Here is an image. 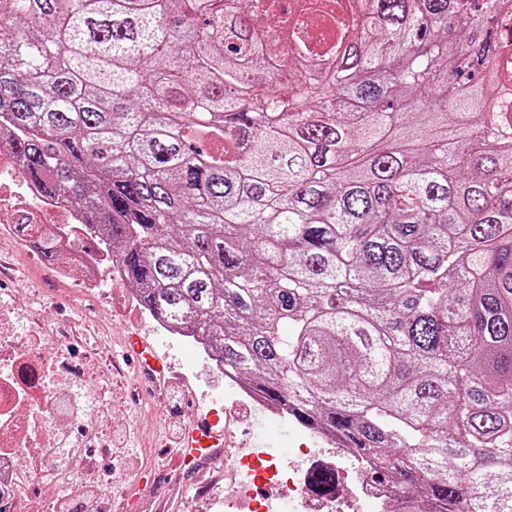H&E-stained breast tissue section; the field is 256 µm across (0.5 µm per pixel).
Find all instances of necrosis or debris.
I'll return each instance as SVG.
<instances>
[{
    "mask_svg": "<svg viewBox=\"0 0 512 512\" xmlns=\"http://www.w3.org/2000/svg\"><path fill=\"white\" fill-rule=\"evenodd\" d=\"M58 215L54 226L57 245L64 257L51 273L72 281L83 297L102 295L104 280H117L127 299L136 300L135 288L111 250L105 249L100 227L82 223L79 214L64 198L48 199L32 183H23L11 203L0 207V225L8 227L29 222L40 224L45 214ZM38 342H29L20 317L9 326L0 325V512H53L52 500L42 494L43 479L58 488L78 490L81 483L94 482L96 473L86 451L87 438L93 437L103 406L85 407L74 391L89 379L112 377V364L106 358L87 357L73 361L74 340L66 324H37ZM235 402L247 406L264 426H279L288 413L267 401L251 385L231 380ZM83 437H76L75 428ZM70 438L68 464H59L46 455V448ZM235 473L233 499L244 503L249 512H407L409 499H396L391 487L363 477V458L355 455L330 436L314 432L300 443L287 463L273 462L266 449L242 447L225 460ZM328 468L340 474L332 494L314 497L309 489L310 475ZM275 484L278 495L255 499L258 484Z\"/></svg>",
    "mask_w": 512,
    "mask_h": 512,
    "instance_id": "necrosis-or-debris-1",
    "label": "necrosis or debris"
}]
</instances>
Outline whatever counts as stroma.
I'll use <instances>...</instances> for the list:
<instances>
[{"label":"stroma","mask_w":512,"mask_h":512,"mask_svg":"<svg viewBox=\"0 0 512 512\" xmlns=\"http://www.w3.org/2000/svg\"><path fill=\"white\" fill-rule=\"evenodd\" d=\"M0 255L12 257L17 264L15 279L0 282V304L63 320L75 327L82 334L76 356L102 353L110 359L119 358L122 336L136 332L149 337L160 355L182 375L178 383L165 389L160 403L148 387L144 388L140 403H131L127 393L134 380L129 374L113 376L104 384L88 383V391L109 408L99 421V436L106 439L120 433L127 439L115 456L100 462L101 468L111 471L112 479L110 483L95 485L98 501L109 504L110 512H158V498L166 495L171 501L168 512H217L219 505L213 493L202 488L196 478L178 481L167 476L162 447L174 443L190 421L192 410H212V399L216 396L222 397L228 408L234 444L259 433L260 428L247 407L229 398L230 386L223 376L199 360L184 343L153 335L147 322L120 294H113L111 306H100L96 317H88L75 285L62 279H46L38 255L22 251L15 233L0 234ZM30 288H44L52 295L67 294L71 300L65 304H31L25 300V292Z\"/></svg>","instance_id":"1"}]
</instances>
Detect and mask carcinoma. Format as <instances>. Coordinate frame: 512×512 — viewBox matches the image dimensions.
I'll use <instances>...</instances> for the list:
<instances>
[{
	"mask_svg": "<svg viewBox=\"0 0 512 512\" xmlns=\"http://www.w3.org/2000/svg\"><path fill=\"white\" fill-rule=\"evenodd\" d=\"M358 7L0 0V115L224 373L418 512H512V0ZM14 232L58 262L52 229Z\"/></svg>",
	"mask_w": 512,
	"mask_h": 512,
	"instance_id": "1",
	"label": "carcinoma"
}]
</instances>
